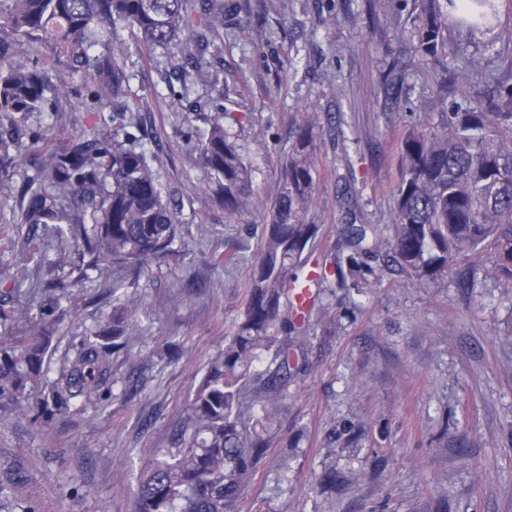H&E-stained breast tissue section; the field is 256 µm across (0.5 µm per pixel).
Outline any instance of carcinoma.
<instances>
[{"mask_svg": "<svg viewBox=\"0 0 512 512\" xmlns=\"http://www.w3.org/2000/svg\"><path fill=\"white\" fill-rule=\"evenodd\" d=\"M502 3L415 0V53L439 67L440 90L461 91L469 106L401 134L391 223L345 225L348 254L327 255L310 271L305 252L321 228L313 214L318 126L314 113H298L257 255L236 250L217 258L225 267L247 266L244 310L195 385L170 447L148 449L133 512H235L281 425L288 382L298 370L294 353L304 329L284 307L301 291L322 287L327 273L341 288H367L377 277L366 259L386 245L398 272L425 288L490 250L487 274L512 288V29L500 25ZM120 27L151 49L185 40L183 84L217 87L211 48L224 37V0H0V174L13 164L27 117L68 98L72 73L82 72L100 99L121 94L123 72L109 50ZM38 43L67 58V68L34 62ZM498 43L495 68L478 69L470 48ZM127 111L115 110L112 126L90 138L42 137L32 155L36 174L20 199L21 223L53 225L58 257L48 258L28 238L14 290L35 275L42 301L34 313L16 310L25 330L0 336V409L32 411L42 425L67 413L72 400H100L109 391L112 356L130 351L142 308L141 298L119 291L150 263L179 255L172 245L180 225L150 159L121 141L128 137ZM203 122L193 150L208 177L206 193L235 213L253 197L252 169L229 140L224 111ZM72 253L93 269L112 268L105 284L112 314L72 345L51 380L45 358L62 315L73 310L51 274ZM266 355L268 366L259 372ZM1 502L15 512H39L12 473L0 479Z\"/></svg>", "mask_w": 512, "mask_h": 512, "instance_id": "obj_1", "label": "carcinoma"}]
</instances>
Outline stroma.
Instances as JSON below:
<instances>
[{"label":"stroma","instance_id":"stroma-1","mask_svg":"<svg viewBox=\"0 0 512 512\" xmlns=\"http://www.w3.org/2000/svg\"><path fill=\"white\" fill-rule=\"evenodd\" d=\"M224 39L215 68L224 88L184 91L181 45L148 50L120 30L114 57L124 93L95 102L82 76L59 107L28 120L10 175L0 176V307L16 301L10 278L25 249L18 224L32 137L63 138L110 124L133 103L129 144L155 157L164 196L178 206L179 261L145 270L131 294L143 359L115 357L104 405L75 400L43 428L24 416L0 424V471L21 468L41 512H132L146 448L169 447L202 369L224 346L245 305V267L214 266L216 245L256 253L293 119L318 117L314 247L337 250L349 216L391 221L396 141L445 112L432 67L405 51L414 0L397 18L369 0H224ZM248 22L249 37L238 35ZM403 66L392 69L394 56ZM224 109L231 141L253 166L257 203L227 216L204 195L192 151L198 116ZM490 254L455 266L428 288L372 262V288H324L305 318L301 373L287 412L236 512H512V288L486 279ZM79 259L59 272L76 311L59 326L49 375L72 343L112 310L111 293L80 286ZM331 458L332 476L323 460Z\"/></svg>","mask_w":512,"mask_h":512}]
</instances>
